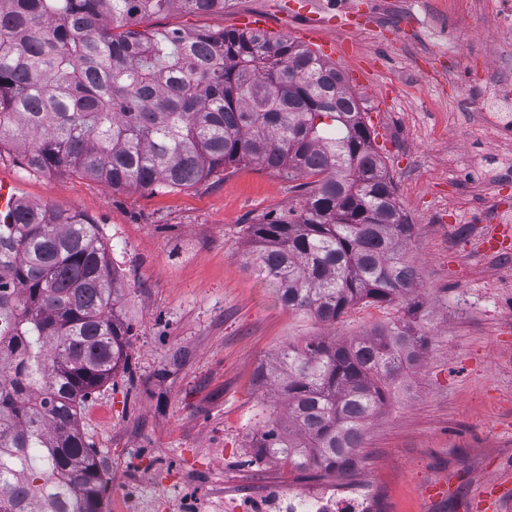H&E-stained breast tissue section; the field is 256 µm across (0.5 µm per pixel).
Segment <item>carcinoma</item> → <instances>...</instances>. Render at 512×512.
<instances>
[{"label":"carcinoma","mask_w":512,"mask_h":512,"mask_svg":"<svg viewBox=\"0 0 512 512\" xmlns=\"http://www.w3.org/2000/svg\"><path fill=\"white\" fill-rule=\"evenodd\" d=\"M223 0H0V152L32 175L179 188L257 162L314 177L303 207L253 226L252 267L288 310L332 325L400 307L361 336L288 340L261 370L277 398L251 432L296 475H350L365 428L429 346L414 225L355 94L315 52L263 31L137 29ZM97 224L21 205L0 224V512H102L108 479L78 410L126 361L130 327Z\"/></svg>","instance_id":"carcinoma-1"}]
</instances>
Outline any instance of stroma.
Returning <instances> with one entry per match:
<instances>
[{"mask_svg": "<svg viewBox=\"0 0 512 512\" xmlns=\"http://www.w3.org/2000/svg\"><path fill=\"white\" fill-rule=\"evenodd\" d=\"M224 0L212 12L142 19L150 31H221L245 16L301 41L318 20L370 125L403 214L431 336L415 376L393 388L365 432L354 480L373 485L382 512H512V245L480 241L512 207V140L496 139L488 83L512 79V51H492L490 0ZM456 159L465 175L448 168ZM0 180L20 201L83 213L99 227L121 275L117 312L132 327L126 368L86 400L80 427L107 476L103 512H199L272 487L314 489L274 460L244 450L271 397L257 381L282 343L347 338L396 308L358 303L324 325L289 312L247 263L253 225L300 209L306 192L255 163L181 188L115 191L65 173L29 175L0 154Z\"/></svg>", "mask_w": 512, "mask_h": 512, "instance_id": "35a3bbf8", "label": "stroma"}]
</instances>
